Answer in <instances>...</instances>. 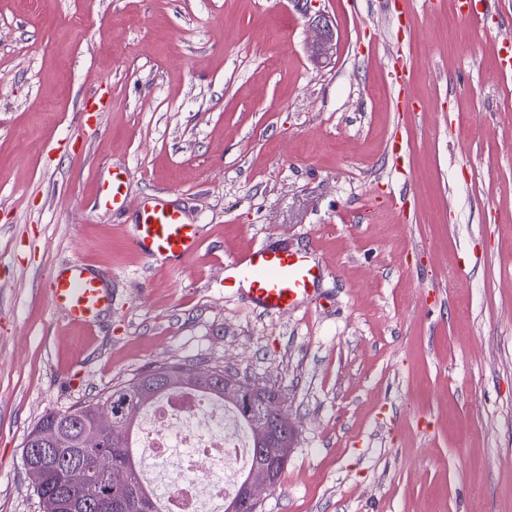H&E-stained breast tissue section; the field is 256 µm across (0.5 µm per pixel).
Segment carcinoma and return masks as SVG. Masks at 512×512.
<instances>
[{"label": "carcinoma", "mask_w": 512, "mask_h": 512, "mask_svg": "<svg viewBox=\"0 0 512 512\" xmlns=\"http://www.w3.org/2000/svg\"><path fill=\"white\" fill-rule=\"evenodd\" d=\"M212 371L216 379L208 380L200 377L199 370L190 364L151 365L112 386L98 399L63 413L44 415L27 435L23 451L24 467L36 468L42 473L41 481L32 484L42 512H161L157 496L141 478L133 434L137 417L145 407L163 395L184 388L195 389L208 398L224 402L247 433L251 449L249 468L268 465L269 457L254 451L259 441L252 422L261 413L266 417L271 415L275 393L258 388L255 403L251 404L243 390L238 395L224 391L223 368L214 367ZM102 402L108 405L112 418L121 423L122 432L115 439L110 434L99 437V450L112 457L114 466L128 470L129 483L114 486L109 476L98 474L93 487L73 488L68 481L69 470L77 466L92 467V455L84 442L99 431L97 416ZM296 438L295 429L290 427L268 444L278 458L271 470L274 486L280 483ZM224 512H258V503L245 501L238 488L224 499Z\"/></svg>", "instance_id": "obj_1"}]
</instances>
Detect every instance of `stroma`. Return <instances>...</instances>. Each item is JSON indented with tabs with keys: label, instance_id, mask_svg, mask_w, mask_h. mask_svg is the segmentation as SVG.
<instances>
[{
	"label": "stroma",
	"instance_id": "35a3bbf8",
	"mask_svg": "<svg viewBox=\"0 0 512 512\" xmlns=\"http://www.w3.org/2000/svg\"><path fill=\"white\" fill-rule=\"evenodd\" d=\"M407 2L0 0V512H40L43 414L166 362L276 392L297 442L259 512H512V0ZM154 196L199 227L185 262L133 246ZM262 244L324 266L298 309L225 287ZM74 262L112 292L89 335L46 292ZM312 26L317 32V40L311 46L312 57L317 62H322L330 55L335 42V27L328 15L318 13L312 18ZM128 177L126 170L112 171L111 176L100 187L99 204L112 209L124 208L127 204L124 186Z\"/></svg>",
	"mask_w": 512,
	"mask_h": 512
}]
</instances>
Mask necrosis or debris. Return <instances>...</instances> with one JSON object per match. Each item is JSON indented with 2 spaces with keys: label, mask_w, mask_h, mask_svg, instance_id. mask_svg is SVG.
<instances>
[{
  "label": "necrosis or debris",
  "mask_w": 512,
  "mask_h": 512,
  "mask_svg": "<svg viewBox=\"0 0 512 512\" xmlns=\"http://www.w3.org/2000/svg\"><path fill=\"white\" fill-rule=\"evenodd\" d=\"M136 445L172 465L162 491L166 512H223L247 454L239 433L227 425L223 406L201 403L193 390L152 403Z\"/></svg>",
  "instance_id": "obj_1"
}]
</instances>
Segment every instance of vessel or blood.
Returning <instances> with one entry per match:
<instances>
[{"label":"vessel or blood","instance_id":"vessel-or-blood-1","mask_svg":"<svg viewBox=\"0 0 512 512\" xmlns=\"http://www.w3.org/2000/svg\"><path fill=\"white\" fill-rule=\"evenodd\" d=\"M127 171L118 170L102 183L100 205L113 209L127 204L124 186ZM199 236L195 225L183 215L158 201L140 208L135 246L147 258L178 259L194 254ZM228 288H242L254 308L266 315L297 309L304 298L316 292L325 275L312 250H291L260 246L225 259ZM50 302L64 309L71 321L90 328L112 305V294L102 280L82 264L57 272L48 285Z\"/></svg>","mask_w":512,"mask_h":512}]
</instances>
